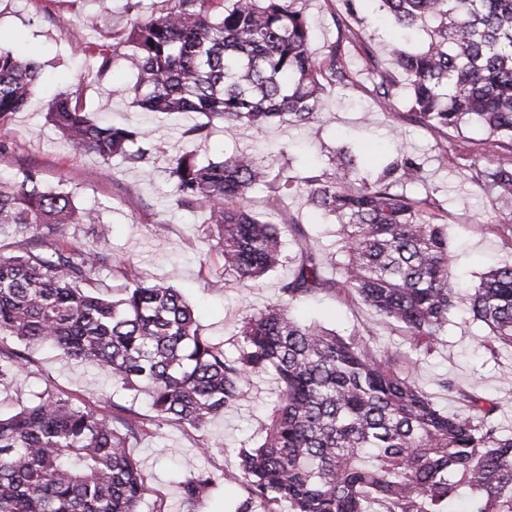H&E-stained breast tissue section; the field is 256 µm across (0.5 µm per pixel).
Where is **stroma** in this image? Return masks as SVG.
<instances>
[{"label":"stroma","mask_w":512,"mask_h":512,"mask_svg":"<svg viewBox=\"0 0 512 512\" xmlns=\"http://www.w3.org/2000/svg\"><path fill=\"white\" fill-rule=\"evenodd\" d=\"M305 5L312 27L311 46L319 53L327 42L337 39L339 29L334 20L344 14L345 4L343 0H306ZM357 10L366 19L363 33L379 60H386L394 36L391 23L382 20L377 0H359ZM88 14L99 17L98 30L84 25ZM139 14L129 0H0V47L30 54L43 72V82L34 90L27 109L0 126V140L15 146L13 155L0 158V173H14L22 161L32 163L41 169L47 185L71 191L82 207L97 210L108 229L112 255L131 257L144 280L162 281L179 289L195 312L201 334L226 353L235 350L242 319L275 300L291 270L286 267L271 273L254 288H211V281L222 272L223 259L217 251L202 250L207 210L177 206L171 197L169 160L186 152L205 162L245 151L272 171L291 167L304 176L327 169L329 151L344 143L353 146L368 171H380L405 154L423 159L425 187L436 191L443 203L441 221L448 226V247L467 288H476L492 266L512 261V241L497 230L498 223L512 221V204L493 205L486 191L470 179L471 168L490 159L482 144L486 133L478 125L466 124L461 131L438 139L426 128L405 120L404 92H397L386 106L367 94L331 88L324 96V111L310 124L275 122L259 134L244 126L226 129L218 123L207 140L192 141L182 135L184 120L141 111L130 99L114 96L115 88L133 82L124 55L115 57L104 77L88 69L81 52L84 42H119ZM60 15L69 21L63 30L56 22ZM60 91L79 93L92 119L147 127L159 146L155 157L140 167L118 158L105 166L93 155L72 151L46 120L48 102ZM247 203L267 222L284 225L287 253L296 250L294 234L287 229L294 219L316 247L335 249V223L307 205L302 191H288L282 205L273 207L266 187L257 186L248 192ZM292 313L342 336L368 326L375 332L379 349H407L400 330L351 297L321 292L296 302ZM487 333V326L473 319L468 300H461L435 351L417 357L414 375L436 405L448 411L455 410L458 403L437 386V379L444 375L498 401L496 420L511 432L512 350L491 355L484 346ZM30 354L31 363L17 373L12 386L0 389L1 416L15 413L33 394L49 388L106 416L112 415L117 404L140 415L151 413L146 400L135 391L50 346L31 347ZM277 391L273 375L258 376L251 379L242 400L206 429L173 423L151 426L130 448L146 481L141 512H154L159 502L166 512H231L243 494L242 487L229 478L237 465L235 450L257 440ZM203 443L209 444V452L200 451ZM190 468L222 477L216 491L192 508L183 504L177 488L178 480Z\"/></svg>","instance_id":"35a3bbf8"}]
</instances>
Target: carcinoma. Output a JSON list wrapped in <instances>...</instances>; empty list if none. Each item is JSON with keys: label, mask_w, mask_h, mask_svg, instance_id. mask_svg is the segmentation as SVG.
<instances>
[{"label": "carcinoma", "mask_w": 512, "mask_h": 512, "mask_svg": "<svg viewBox=\"0 0 512 512\" xmlns=\"http://www.w3.org/2000/svg\"><path fill=\"white\" fill-rule=\"evenodd\" d=\"M302 0H151L114 45L87 43L88 66L106 74L119 46L129 48L133 95L146 112L201 117L184 130L204 141L213 123L257 131L273 121L308 123L323 108L326 87L366 92L363 72L346 64L347 46L363 57L376 99L389 104L406 89V119L448 136L465 123L487 132L496 158L472 179L496 202L512 203V0H378L401 33L391 49L399 76L379 70L372 44L346 21L321 58L310 48ZM419 33L423 48L410 45ZM41 65L0 49V124L23 111ZM46 120L71 146L108 163L133 166L153 158L149 132L101 126L75 92L60 91ZM177 205L208 209L217 235L203 243L223 257V280L256 285L288 263L279 297L245 316L236 354L198 332L191 307L170 285L144 281L131 258L112 257L105 228L88 248L51 243L70 226L100 224L72 192L49 188L27 165L0 177V240L28 238L30 247L0 254V387L9 386L50 343L70 359L99 369L145 395L150 422L113 420L51 389L15 414L0 417V512H140L141 469L129 451L147 424L203 430L238 403L252 376L275 374L277 400L260 442L237 450L229 476L244 489L235 512H457L458 490L471 496L464 512H512V433L500 430L499 403L438 379L464 410L439 409L400 365L379 351L366 327L340 336L295 320L290 307L331 291L355 297L401 328L412 350L430 354L448 330L464 288L454 272L439 201L409 190L426 181L424 164L405 156L363 174L344 150L329 170L276 183L246 153L199 162L170 160ZM305 186L307 201L335 218L340 246L325 251L282 248L279 224L266 222L245 200L257 185ZM112 269V279L100 277ZM473 318L489 328L491 353L512 349V264L489 269L471 295ZM195 470L178 482L185 502L207 498L219 479Z\"/></svg>", "instance_id": "1"}]
</instances>
